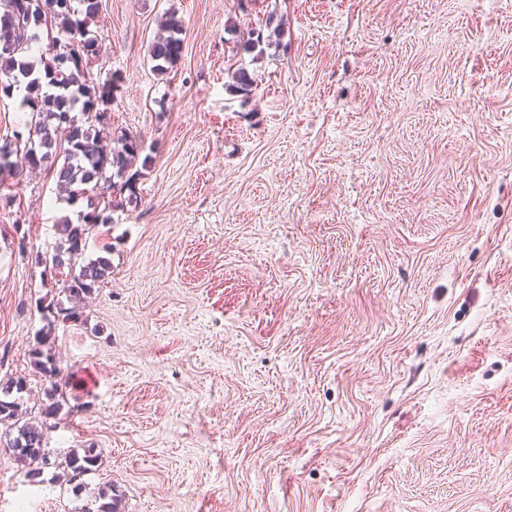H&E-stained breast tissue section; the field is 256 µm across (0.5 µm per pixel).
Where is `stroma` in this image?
<instances>
[{
	"mask_svg": "<svg viewBox=\"0 0 512 512\" xmlns=\"http://www.w3.org/2000/svg\"><path fill=\"white\" fill-rule=\"evenodd\" d=\"M93 29L112 135L148 161L87 237L112 269L72 322L44 261L87 203L20 176L0 380L39 412L51 334L48 453L102 458L76 494L1 439L0 512L107 483L128 512H512V0H100ZM164 31L166 35L159 37L149 49L151 60L156 62L154 68L160 73L172 67L181 55L182 39L179 37L182 31L181 20L175 15H170L165 22ZM51 336L50 334L46 333L43 335L38 342L40 345L39 348H35L31 355L33 359V364L35 368L38 370L39 373L44 375L45 377H48L49 379L56 378L60 370L57 367L56 360L53 359V355L49 352V349H47L46 352L42 349L44 346L50 344Z\"/></svg>",
	"mask_w": 512,
	"mask_h": 512,
	"instance_id": "35a3bbf8",
	"label": "stroma"
}]
</instances>
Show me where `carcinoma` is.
Masks as SVG:
<instances>
[{"instance_id":"1","label":"carcinoma","mask_w":512,"mask_h":512,"mask_svg":"<svg viewBox=\"0 0 512 512\" xmlns=\"http://www.w3.org/2000/svg\"><path fill=\"white\" fill-rule=\"evenodd\" d=\"M100 0H0V94L10 97L13 90L24 87L30 121L25 124L27 136L15 132L13 138L0 140V173L18 177L19 169L13 157L22 156L31 170L57 165L56 187L72 201L86 198L89 211L82 223L63 219L56 225L59 243L51 258V270L61 293L70 307L54 304L61 320L76 321L78 306L104 283L110 272L105 257L82 260L89 230L112 222L110 212L123 206V201L106 198V192L132 190L134 175L130 170L143 151L142 141L123 134L112 149L104 148L109 134V122L94 115L110 98L106 86L94 81L90 59L99 54V39L89 24L99 14ZM165 35L158 38L149 56L154 68L166 72L181 55V20L171 15L165 22ZM46 33L52 57L45 61L33 56V46L40 43L36 35ZM254 78L243 67L233 73L232 89L245 95L252 91ZM50 332H45L39 347L32 351L35 368L53 379L60 370L56 360L43 347L50 344ZM27 382L23 377L11 378L0 385V423H12L17 435L9 440L15 459L27 467L26 477L33 483L43 482L44 470H60L57 479L72 486L75 493L84 487L83 477L93 473L101 460V450L93 446L74 451L62 462L50 460L44 445V422L20 420L27 414L24 393ZM56 387L46 391L42 405L46 419L57 416L61 404L56 399ZM80 512H114L112 486H104Z\"/></svg>"}]
</instances>
